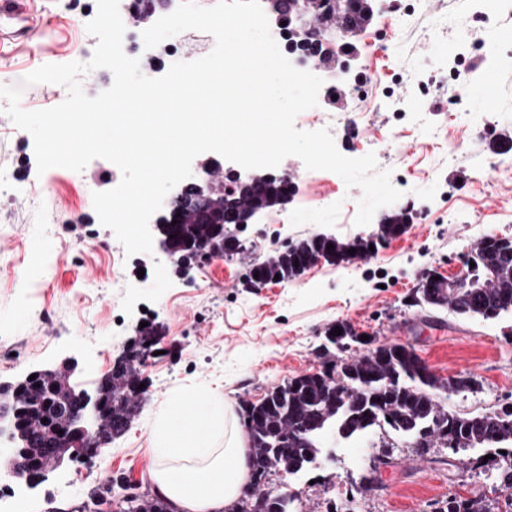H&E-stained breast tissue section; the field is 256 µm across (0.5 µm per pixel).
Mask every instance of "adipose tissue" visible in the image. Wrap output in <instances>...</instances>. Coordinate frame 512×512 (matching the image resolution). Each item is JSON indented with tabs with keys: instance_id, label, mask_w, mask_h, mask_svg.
Masks as SVG:
<instances>
[{
	"instance_id": "obj_1",
	"label": "adipose tissue",
	"mask_w": 512,
	"mask_h": 512,
	"mask_svg": "<svg viewBox=\"0 0 512 512\" xmlns=\"http://www.w3.org/2000/svg\"><path fill=\"white\" fill-rule=\"evenodd\" d=\"M153 481L180 512H228L249 482V450L219 400L157 428Z\"/></svg>"
}]
</instances>
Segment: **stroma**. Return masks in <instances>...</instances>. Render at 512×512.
<instances>
[{"label": "stroma", "mask_w": 512, "mask_h": 512, "mask_svg": "<svg viewBox=\"0 0 512 512\" xmlns=\"http://www.w3.org/2000/svg\"><path fill=\"white\" fill-rule=\"evenodd\" d=\"M488 0H384L352 40L341 85L362 95L326 102L313 119L338 150L375 154L402 193L405 234L361 259L321 262L300 277L250 288L251 264L288 241L317 233L361 234L359 188L335 173L281 166L295 194L282 222L263 214L237 228L245 246L180 268L161 249L126 255L93 208L92 194L115 187L120 170L104 159L83 171L38 172L34 141L5 115L0 97V384L66 360L94 391L148 323L156 355L142 371L146 388L128 429L92 464L71 458L32 487L0 470V512H123L121 476L154 494L155 430L183 401L218 397L239 410L272 387L316 371L326 329L339 321L378 343H411L441 378L473 376L472 390L442 404L478 414L512 406V315L465 319L447 309L408 305L423 272L456 274L465 253L488 234L512 237V11L500 13L484 46L466 20ZM97 0H0V85L45 64L88 62L97 39L86 24ZM464 91L457 104L456 91ZM146 277H139V270ZM324 450L299 478L272 474L270 487L297 492L300 512H437L449 495L483 493L500 508L484 451L433 448L420 454L393 433L372 444L318 438ZM380 481L365 482L371 468Z\"/></svg>", "instance_id": "1"}]
</instances>
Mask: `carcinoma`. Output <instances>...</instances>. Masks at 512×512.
I'll return each mask as SVG.
<instances>
[{
    "instance_id": "cac0c4a2",
    "label": "carcinoma",
    "mask_w": 512,
    "mask_h": 512,
    "mask_svg": "<svg viewBox=\"0 0 512 512\" xmlns=\"http://www.w3.org/2000/svg\"><path fill=\"white\" fill-rule=\"evenodd\" d=\"M292 194V185L259 174L248 181L233 176L224 177V210L209 211L212 224H227L228 217L239 207L261 213L284 205ZM160 234L191 260L201 252L188 248V241L198 237L196 226L173 224L169 215L159 219ZM370 242L361 237L341 239L314 235L291 242L273 256L252 265L249 279L294 278L304 270V264L315 257L331 259L338 255L364 257ZM493 272L495 282L482 288L484 276ZM462 283L443 291L436 288L421 301L432 307H448V311L466 317L496 320L512 314V237H483L465 256L460 270ZM335 326L328 327L324 363L332 364L331 372L321 369L299 375L268 391L257 402L242 407V421L250 447L264 458L262 471L252 473L248 492L232 512H298L296 494L285 490L273 497L265 495L263 487L269 476L281 471L288 476L302 473L316 464L321 453L317 438L326 429L339 437L350 439L369 432L381 424L395 433L418 436L422 449L443 446L455 452L469 448H491L501 486L512 488V407L479 414L448 411L441 404L439 393H460L475 385L471 376L442 379L432 372L416 376V370L405 360L386 349L377 357L367 354L357 358H338L329 350L336 345L331 338ZM338 346V345H336ZM346 345L338 346L342 350ZM144 361L134 354L118 358L112 372L97 381L96 389L112 390V413L101 418L97 434L92 436L97 446L115 440L126 433L138 408L142 383L139 366ZM48 396L45 384L24 388L19 396L20 410L12 424L14 445L26 450L42 462L36 473L25 476L33 483L53 467L55 449L48 447L56 435L40 417L51 414L43 408ZM124 512H170L167 502L141 495L126 500ZM438 512H492L490 504L481 498L464 499L450 495Z\"/></svg>"
}]
</instances>
